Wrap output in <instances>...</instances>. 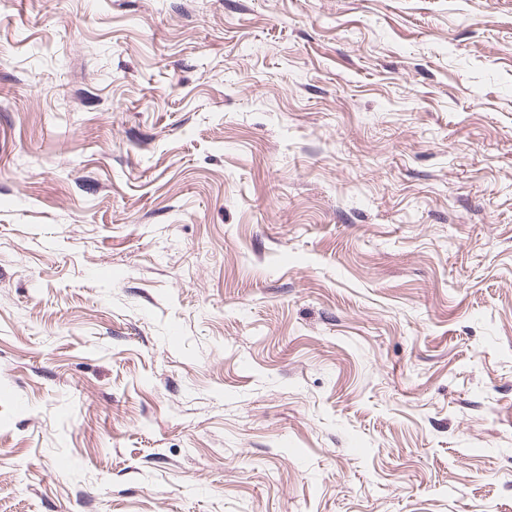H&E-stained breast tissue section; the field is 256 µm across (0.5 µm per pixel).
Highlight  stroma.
Instances as JSON below:
<instances>
[{
	"label": "stroma",
	"instance_id": "1",
	"mask_svg": "<svg viewBox=\"0 0 512 512\" xmlns=\"http://www.w3.org/2000/svg\"><path fill=\"white\" fill-rule=\"evenodd\" d=\"M0 512H512V0H0Z\"/></svg>",
	"mask_w": 512,
	"mask_h": 512
}]
</instances>
